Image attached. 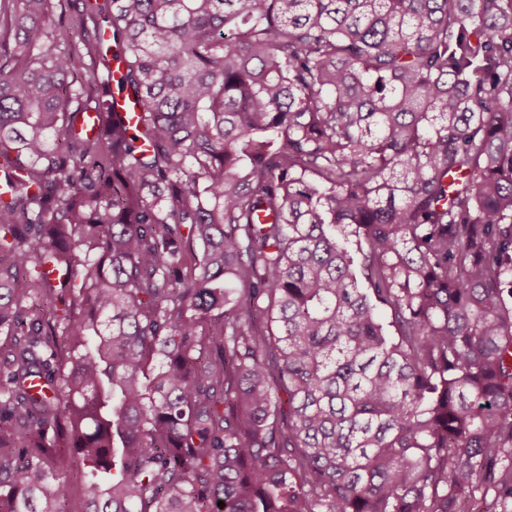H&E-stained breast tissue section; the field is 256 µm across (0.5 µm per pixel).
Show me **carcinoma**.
I'll use <instances>...</instances> for the list:
<instances>
[{"label": "carcinoma", "instance_id": "cac0c4a2", "mask_svg": "<svg viewBox=\"0 0 512 512\" xmlns=\"http://www.w3.org/2000/svg\"><path fill=\"white\" fill-rule=\"evenodd\" d=\"M0 182V512H512V0H0Z\"/></svg>", "mask_w": 512, "mask_h": 512}]
</instances>
